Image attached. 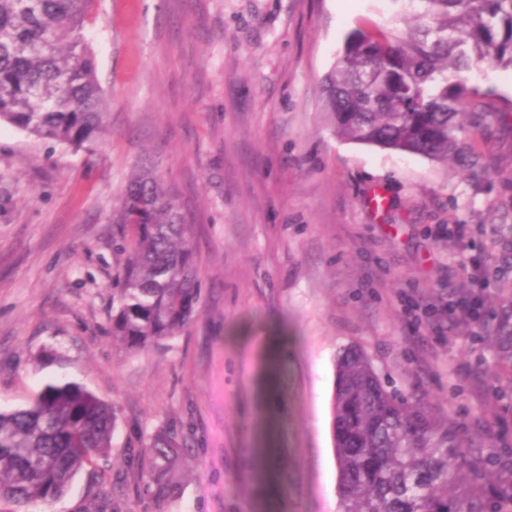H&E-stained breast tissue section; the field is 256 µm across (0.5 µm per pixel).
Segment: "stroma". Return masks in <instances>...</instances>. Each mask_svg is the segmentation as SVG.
<instances>
[{
	"instance_id": "1",
	"label": "stroma",
	"mask_w": 512,
	"mask_h": 512,
	"mask_svg": "<svg viewBox=\"0 0 512 512\" xmlns=\"http://www.w3.org/2000/svg\"><path fill=\"white\" fill-rule=\"evenodd\" d=\"M387 0H100L86 38L107 98L92 151L0 124V407L58 372L116 413L104 512H263L259 382L272 366L280 512H339L332 432L336 359L363 350L391 389L425 396L484 452L512 450V116L478 136L488 175L340 139L320 80ZM468 86L512 100V70ZM154 164L198 226L203 297L189 331L130 353L112 340V212L134 166ZM471 225L460 250L444 233ZM484 257L493 325L445 340L405 315L400 292L464 282ZM274 361H267L268 349ZM45 350L63 366L40 365ZM187 441L184 477L145 491L124 461L160 428ZM86 467L48 512H84Z\"/></svg>"
}]
</instances>
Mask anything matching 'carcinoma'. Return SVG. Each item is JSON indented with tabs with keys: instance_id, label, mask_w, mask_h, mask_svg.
Returning <instances> with one entry per match:
<instances>
[{
	"instance_id": "carcinoma-1",
	"label": "carcinoma",
	"mask_w": 512,
	"mask_h": 512,
	"mask_svg": "<svg viewBox=\"0 0 512 512\" xmlns=\"http://www.w3.org/2000/svg\"><path fill=\"white\" fill-rule=\"evenodd\" d=\"M98 0H0V122L38 139L92 150L105 92L84 30ZM405 28L358 27L322 79L321 111L338 137L462 163L482 156L467 135L499 122L490 92L462 74L512 68V0H392ZM113 238L124 257L112 285L110 333L131 352L183 335L202 298L196 225L152 165L132 171ZM333 422L340 512H496L502 478L438 419L424 398L390 390L358 350L337 363ZM115 415L65 374L23 407L0 408V512H29L65 495L86 466L106 472ZM178 433L128 449L145 489H170Z\"/></svg>"
}]
</instances>
